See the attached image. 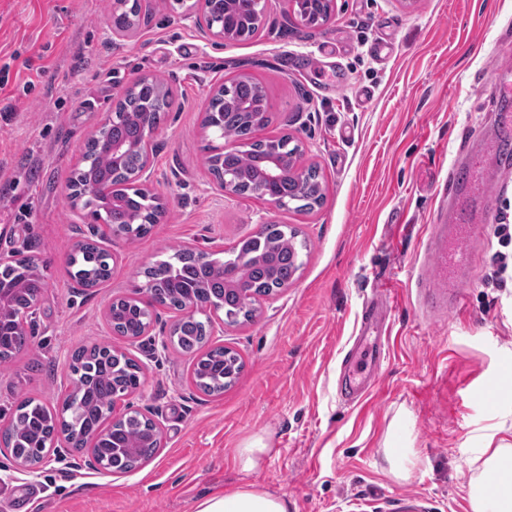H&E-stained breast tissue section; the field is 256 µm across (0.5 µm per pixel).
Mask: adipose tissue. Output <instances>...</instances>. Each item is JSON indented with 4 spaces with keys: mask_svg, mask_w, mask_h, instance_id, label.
Segmentation results:
<instances>
[{
    "mask_svg": "<svg viewBox=\"0 0 512 512\" xmlns=\"http://www.w3.org/2000/svg\"><path fill=\"white\" fill-rule=\"evenodd\" d=\"M480 464L470 480L469 497L474 512H512V443L480 450ZM195 512H288L284 496L254 486L201 498Z\"/></svg>",
    "mask_w": 512,
    "mask_h": 512,
    "instance_id": "ef3b65f1",
    "label": "adipose tissue"
}]
</instances>
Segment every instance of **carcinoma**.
<instances>
[{
  "label": "carcinoma",
  "mask_w": 512,
  "mask_h": 512,
  "mask_svg": "<svg viewBox=\"0 0 512 512\" xmlns=\"http://www.w3.org/2000/svg\"><path fill=\"white\" fill-rule=\"evenodd\" d=\"M318 0H298L299 14L306 23L314 21L317 13L328 5L317 6ZM228 26L235 34L246 38L254 23V10L249 0H239L227 16ZM230 97L247 99L253 104L249 111L224 107L217 102L209 105L211 112H226L224 136L246 140L268 122L264 86L251 78H234L229 87ZM172 104V93L164 82L153 76L134 85L114 109L113 131L126 143L121 162L98 141L85 145L87 163L74 173L71 183L81 191L82 207L91 210L98 219H116L130 237L138 238L153 225L151 204L145 196L125 188L140 168L143 151L138 114L151 112L160 115ZM289 138H268L254 141L249 148L224 158L221 165L211 168L218 177L220 171L231 168L238 176L241 189L248 190L261 183L263 159L270 153L288 157L296 167L301 157L297 146L289 147ZM276 195L282 205L298 203L297 209H312L323 199L319 174L313 167L303 176H285L276 184ZM297 232L286 230L284 224H265L259 233L241 240L223 262L205 263L186 248L170 249V254L146 269L144 276L159 303L170 309H180L189 294L204 302L215 301L243 317H250V305L257 295H266L285 286L301 266ZM111 255L96 245L88 244L73 261L78 281L104 280L110 276ZM0 281L14 285V302L20 303L45 288V283L32 261L21 260L12 268L0 271ZM112 327L122 336L137 337L146 315L142 309L125 300H116L111 307ZM210 320L193 317L178 322L172 340L179 349L192 353L209 342ZM28 341L25 328L6 320L0 326V364L8 363ZM80 386L63 405L64 416L58 417L40 402L28 398L20 401L9 429L0 441L11 449L13 456L37 464L51 443L55 432L67 434L71 447L84 448L87 432L100 425L103 413L112 407L113 395L135 389L140 384L139 366L108 345L79 349L71 364ZM243 368L240 355L224 346L208 349L194 364L195 384L210 395H219L234 383ZM151 420L134 413L113 425L107 437L97 445L98 452L110 471L128 472L137 467L140 459L153 452Z\"/></svg>",
  "instance_id": "carcinoma-1"
}]
</instances>
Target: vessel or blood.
<instances>
[{
    "mask_svg": "<svg viewBox=\"0 0 512 512\" xmlns=\"http://www.w3.org/2000/svg\"><path fill=\"white\" fill-rule=\"evenodd\" d=\"M461 167L466 174V187L454 192L451 222L442 230L443 241L429 247L426 253L436 276L423 279L422 288L439 302L460 300L463 277L474 269L481 225L494 198L504 194L503 188L493 187L488 180L481 155H465ZM394 298L393 289H377L375 301L367 303L357 325L358 340L345 355L340 371L341 393L348 401L362 402L372 391L376 372L386 355L389 336L385 320Z\"/></svg>",
    "mask_w": 512,
    "mask_h": 512,
    "instance_id": "1",
    "label": "vessel or blood"
}]
</instances>
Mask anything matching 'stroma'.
Masks as SVG:
<instances>
[{"label":"stroma","mask_w":512,"mask_h":512,"mask_svg":"<svg viewBox=\"0 0 512 512\" xmlns=\"http://www.w3.org/2000/svg\"><path fill=\"white\" fill-rule=\"evenodd\" d=\"M139 4V26L119 38L112 0H0V255L34 257L47 284L27 346L0 367V430L22 399L57 410L74 386V351L108 344L138 363L141 385L124 402L158 424L161 446L114 475L63 440L32 473L0 451V512L21 501L29 512H194L203 496L246 485L285 495L291 512H472L475 451L512 421V399L469 397L512 367V281L490 277L494 224L462 310L433 315L417 279L448 221L450 168L494 131L512 0H333L318 26L288 0H266L257 36L224 42L197 31V0ZM378 42L387 54H374ZM146 74L175 96L151 135V187L166 212L140 239L105 241L112 275L87 289L68 276V257L93 220L66 187L86 141ZM241 75L268 88L271 121L256 138L301 147L303 166L320 172L321 206L218 190L206 158L224 140L202 119L211 88ZM264 222L298 230L303 265L258 297L251 320L211 336L244 361L223 394L195 386L193 358L170 341L174 310L139 338L112 334L105 309L166 247L220 259ZM389 282L400 291L390 354L353 404L338 393L340 363L365 302ZM392 429L419 451L404 480L388 471ZM257 436L270 452L242 471L237 450Z\"/></svg>","instance_id":"stroma-1"}]
</instances>
